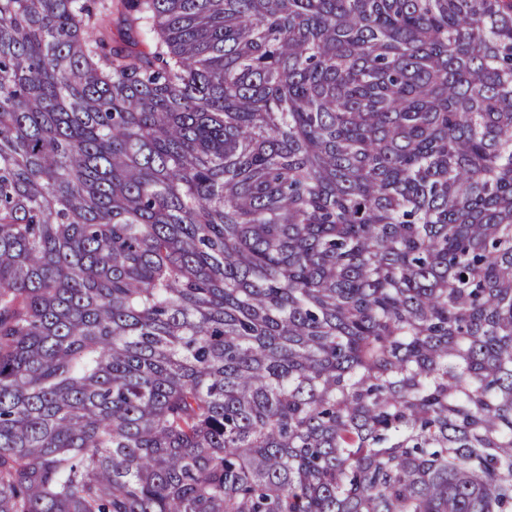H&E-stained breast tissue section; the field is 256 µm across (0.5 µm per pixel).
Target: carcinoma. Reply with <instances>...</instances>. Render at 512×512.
Wrapping results in <instances>:
<instances>
[{
	"instance_id": "1",
	"label": "carcinoma",
	"mask_w": 512,
	"mask_h": 512,
	"mask_svg": "<svg viewBox=\"0 0 512 512\" xmlns=\"http://www.w3.org/2000/svg\"><path fill=\"white\" fill-rule=\"evenodd\" d=\"M0 512H512V0H0Z\"/></svg>"
}]
</instances>
